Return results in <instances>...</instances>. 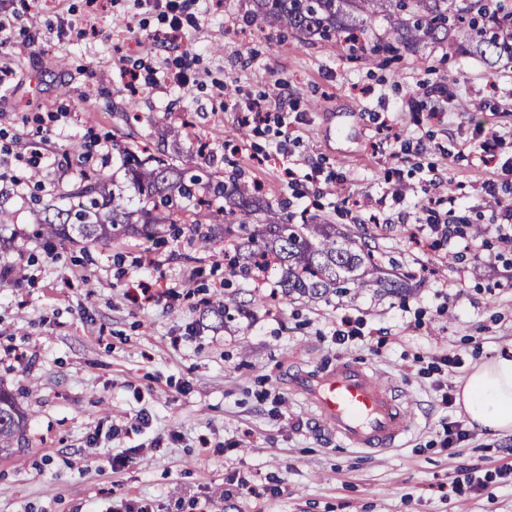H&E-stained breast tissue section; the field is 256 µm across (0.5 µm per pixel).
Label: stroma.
Returning <instances> with one entry per match:
<instances>
[{"instance_id": "obj_1", "label": "stroma", "mask_w": 512, "mask_h": 512, "mask_svg": "<svg viewBox=\"0 0 512 512\" xmlns=\"http://www.w3.org/2000/svg\"><path fill=\"white\" fill-rule=\"evenodd\" d=\"M180 2L183 40L165 47L156 0H0L16 33L0 48V171L26 181L32 159L49 163L24 193L0 183L13 216L0 227V388L26 417L0 453V512H512V437L469 430L443 446L459 419L445 393L512 347V244L493 222L512 205V63L488 68L453 43L369 58L251 19L247 0ZM140 63L157 86L135 94L122 74ZM260 98L286 126L246 131ZM173 127L178 140H162ZM94 135L258 184L291 223L367 237L409 289L273 298L230 276L231 239L199 249L187 223L174 240L47 249L36 210L61 204L80 169L123 176L84 158ZM314 165L317 185L283 175ZM433 213L455 237L432 233ZM143 283L158 296L133 301ZM232 299L245 313L228 320ZM345 318L360 333L340 341ZM340 356L409 403L400 448H346L291 393V373ZM115 455L129 459L117 474Z\"/></svg>"}]
</instances>
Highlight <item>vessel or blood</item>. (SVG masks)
Wrapping results in <instances>:
<instances>
[{"label": "vessel or blood", "instance_id": "obj_1", "mask_svg": "<svg viewBox=\"0 0 512 512\" xmlns=\"http://www.w3.org/2000/svg\"><path fill=\"white\" fill-rule=\"evenodd\" d=\"M291 386L350 448H394L409 429L405 402L389 383L357 361L340 357L323 369L297 371Z\"/></svg>", "mask_w": 512, "mask_h": 512}]
</instances>
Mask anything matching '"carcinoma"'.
Returning a JSON list of instances; mask_svg holds the SVG:
<instances>
[{
  "mask_svg": "<svg viewBox=\"0 0 512 512\" xmlns=\"http://www.w3.org/2000/svg\"><path fill=\"white\" fill-rule=\"evenodd\" d=\"M252 16L276 22L307 42L325 41L342 31H365L378 18L389 24L393 41L375 42L374 56L403 48L416 51L431 41L462 38L466 53L494 68L504 58L512 61V0H484L475 13H466L459 0H249ZM117 149L119 167L128 184L107 182L103 175H86L69 194L66 206L43 208L35 237L56 241L105 245L128 231L151 239L180 221L189 206L196 209L192 231L200 247L208 249L216 235L213 213L197 198L203 190L227 198L239 213L240 239L231 265L247 277L276 261L281 267L278 286L284 296L298 294L320 299L342 295L352 288H380L399 294L403 284L375 275L370 245L336 230L334 224H290L262 205L256 187L233 181H212L199 171L181 169L156 156H141L129 147ZM138 197L124 198L127 188ZM265 212L266 224L251 228L247 219ZM25 416L14 397L0 389V447L7 448L23 432Z\"/></svg>",
  "mask_w": 512,
  "mask_h": 512,
  "instance_id": "1",
  "label": "carcinoma"
}]
</instances>
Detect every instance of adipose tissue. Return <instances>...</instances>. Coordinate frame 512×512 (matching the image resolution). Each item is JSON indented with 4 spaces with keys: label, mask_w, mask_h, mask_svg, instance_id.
Returning <instances> with one entry per match:
<instances>
[{
    "label": "adipose tissue",
    "mask_w": 512,
    "mask_h": 512,
    "mask_svg": "<svg viewBox=\"0 0 512 512\" xmlns=\"http://www.w3.org/2000/svg\"><path fill=\"white\" fill-rule=\"evenodd\" d=\"M456 404L479 436H512V347L473 365L457 386Z\"/></svg>",
    "instance_id": "ef3b65f1"
}]
</instances>
